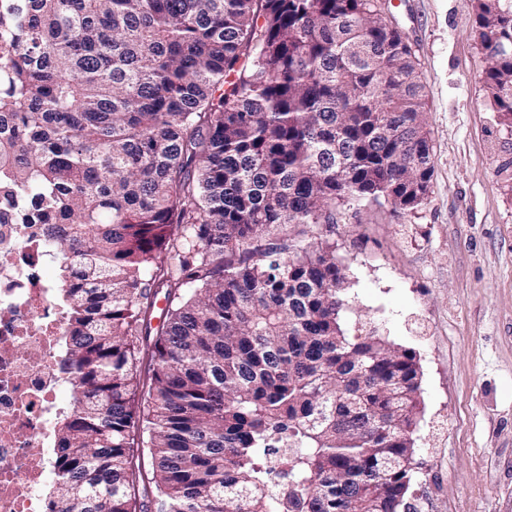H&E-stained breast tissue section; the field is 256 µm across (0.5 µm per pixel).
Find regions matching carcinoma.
<instances>
[{
    "instance_id": "cac0c4a2",
    "label": "carcinoma",
    "mask_w": 512,
    "mask_h": 512,
    "mask_svg": "<svg viewBox=\"0 0 512 512\" xmlns=\"http://www.w3.org/2000/svg\"><path fill=\"white\" fill-rule=\"evenodd\" d=\"M20 2L0 0V205L48 225L74 391L48 502L400 512L417 355L348 335L336 249L274 232L428 197L406 36L378 0ZM475 28L512 136V0H476Z\"/></svg>"
}]
</instances>
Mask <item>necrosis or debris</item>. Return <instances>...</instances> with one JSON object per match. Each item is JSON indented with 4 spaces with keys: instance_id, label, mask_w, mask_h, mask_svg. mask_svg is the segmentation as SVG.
<instances>
[{
    "instance_id": "necrosis-or-debris-1",
    "label": "necrosis or debris",
    "mask_w": 512,
    "mask_h": 512,
    "mask_svg": "<svg viewBox=\"0 0 512 512\" xmlns=\"http://www.w3.org/2000/svg\"><path fill=\"white\" fill-rule=\"evenodd\" d=\"M50 258L41 225L0 224V512H76L45 495L55 481L49 439L73 394L58 364L67 324L44 276Z\"/></svg>"
}]
</instances>
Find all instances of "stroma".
Segmentation results:
<instances>
[{
	"label": "stroma",
	"mask_w": 512,
	"mask_h": 512,
	"mask_svg": "<svg viewBox=\"0 0 512 512\" xmlns=\"http://www.w3.org/2000/svg\"><path fill=\"white\" fill-rule=\"evenodd\" d=\"M425 87L428 198L337 208L349 333L416 352L421 409L406 512H512V140L481 90L475 0H386Z\"/></svg>",
	"instance_id": "1"
}]
</instances>
